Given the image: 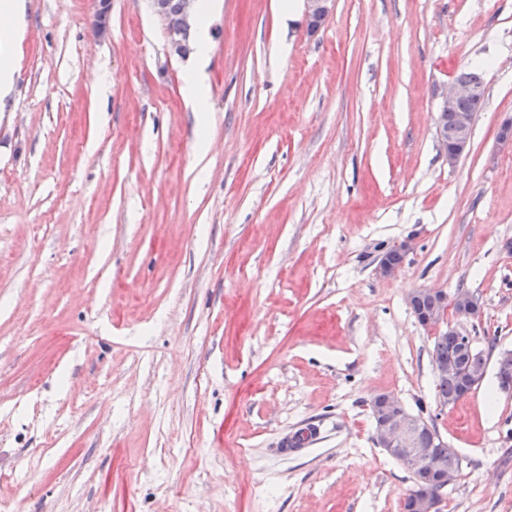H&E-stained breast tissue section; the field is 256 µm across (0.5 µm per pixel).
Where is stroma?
<instances>
[{
    "label": "stroma",
    "mask_w": 512,
    "mask_h": 512,
    "mask_svg": "<svg viewBox=\"0 0 512 512\" xmlns=\"http://www.w3.org/2000/svg\"><path fill=\"white\" fill-rule=\"evenodd\" d=\"M220 0L211 144L147 0H26L0 112V512H403L373 439L389 393L462 470L443 512H512L494 366L441 407L407 297L512 350V0ZM486 100L449 165L443 97ZM410 251L379 277L393 244ZM312 426L304 448L281 442ZM432 296L433 299V308L432 300L429 295ZM423 299L419 306L412 310L413 314L415 312L420 313L423 310H430L425 313H421L419 318H416L418 321L422 322L427 326H435L439 324L447 315L448 307H452L455 313L463 318H475L479 315L480 309L475 301L476 299L469 293H457L451 299H448V291L444 289H421L412 291L408 297V303L411 308H414L417 304L418 300L423 296ZM475 299V300H474ZM438 312V314H437Z\"/></svg>",
    "instance_id": "obj_1"
}]
</instances>
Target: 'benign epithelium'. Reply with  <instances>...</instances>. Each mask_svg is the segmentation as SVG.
<instances>
[{"label":"benign epithelium","mask_w":512,"mask_h":512,"mask_svg":"<svg viewBox=\"0 0 512 512\" xmlns=\"http://www.w3.org/2000/svg\"><path fill=\"white\" fill-rule=\"evenodd\" d=\"M152 14L161 22L167 38L169 52L180 54L182 35L191 27L195 16L196 0H180V25L172 26L169 20L167 5L164 0H147ZM332 0H307L309 30L315 31L317 23L324 19L330 10ZM111 10V0H99V8L93 24L95 36L102 37L108 28V17ZM486 90L464 79H457L448 90L443 102L441 113H455V129L453 144H448V132L436 127L439 144L447 149L448 164H455L464 154L471 141L474 126V116L470 112L457 111L458 102L465 98H475L482 101ZM425 294L433 299V308L420 314L418 321L427 326L439 324L447 315L448 309L463 318H475L480 309L473 296L469 293H457L448 297L445 289H421L409 294L408 303L415 307L418 300ZM431 430L425 420H418L403 403L392 394H382L377 397L376 421L374 422V438L377 445L390 456H395L402 449H407L403 457L404 464L412 471L416 480L427 483L433 479L446 488L457 479V471L448 468L436 458L432 449L423 448L415 435L422 430ZM414 512H442V498L439 495H424L415 499Z\"/></svg>","instance_id":"obj_1"}]
</instances>
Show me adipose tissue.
<instances>
[{
    "label": "adipose tissue",
    "mask_w": 512,
    "mask_h": 512,
    "mask_svg": "<svg viewBox=\"0 0 512 512\" xmlns=\"http://www.w3.org/2000/svg\"><path fill=\"white\" fill-rule=\"evenodd\" d=\"M24 0H0V108L12 92L13 61L17 47L24 37L20 17ZM216 10V0H199L197 20L193 27L196 53L188 64L183 87L184 98L199 123V151H206L210 144L209 85L206 69L210 55V19Z\"/></svg>",
    "instance_id": "adipose-tissue-1"
}]
</instances>
